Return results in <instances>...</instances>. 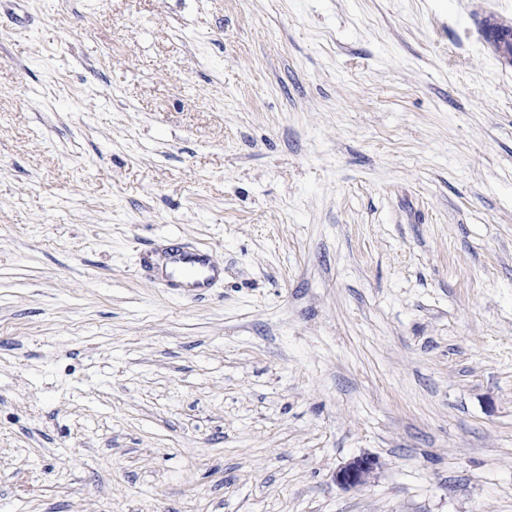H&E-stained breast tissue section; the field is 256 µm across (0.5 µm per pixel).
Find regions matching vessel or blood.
Returning a JSON list of instances; mask_svg holds the SVG:
<instances>
[{
    "mask_svg": "<svg viewBox=\"0 0 512 512\" xmlns=\"http://www.w3.org/2000/svg\"><path fill=\"white\" fill-rule=\"evenodd\" d=\"M164 257V262L158 263L149 255L144 257L143 263L155 271L164 285L185 292L194 293L209 288L224 272L205 248L170 250L165 252Z\"/></svg>",
    "mask_w": 512,
    "mask_h": 512,
    "instance_id": "b4317fda",
    "label": "vessel or blood"
}]
</instances>
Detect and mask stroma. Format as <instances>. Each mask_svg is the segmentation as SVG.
Returning a JSON list of instances; mask_svg holds the SVG:
<instances>
[{
    "instance_id": "obj_1",
    "label": "stroma",
    "mask_w": 512,
    "mask_h": 512,
    "mask_svg": "<svg viewBox=\"0 0 512 512\" xmlns=\"http://www.w3.org/2000/svg\"><path fill=\"white\" fill-rule=\"evenodd\" d=\"M486 19L512 0H0V512H512ZM173 245L223 281L161 287ZM378 462L374 457H360L342 466L336 473V482L350 489L364 485Z\"/></svg>"
}]
</instances>
